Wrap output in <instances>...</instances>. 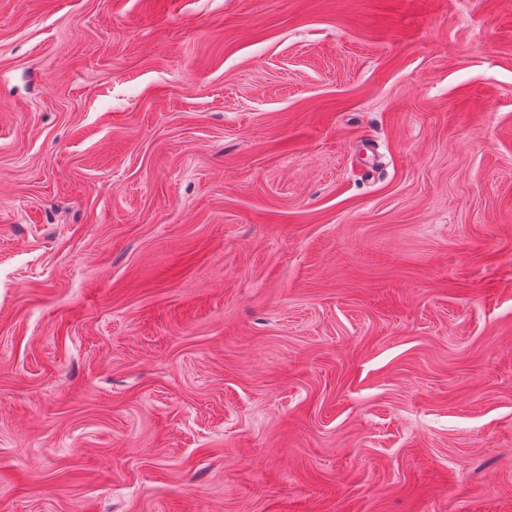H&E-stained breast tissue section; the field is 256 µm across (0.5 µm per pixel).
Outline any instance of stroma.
<instances>
[{"instance_id":"35a3bbf8","label":"stroma","mask_w":512,"mask_h":512,"mask_svg":"<svg viewBox=\"0 0 512 512\" xmlns=\"http://www.w3.org/2000/svg\"><path fill=\"white\" fill-rule=\"evenodd\" d=\"M0 512H512V0H0Z\"/></svg>"}]
</instances>
